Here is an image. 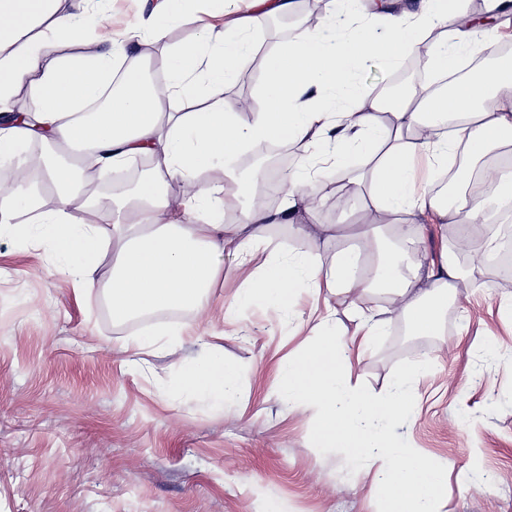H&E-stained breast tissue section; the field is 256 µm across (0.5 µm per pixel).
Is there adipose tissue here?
I'll use <instances>...</instances> for the list:
<instances>
[{
  "mask_svg": "<svg viewBox=\"0 0 512 512\" xmlns=\"http://www.w3.org/2000/svg\"><path fill=\"white\" fill-rule=\"evenodd\" d=\"M53 2L0 0V159L25 164L23 150L35 140L82 146L86 152L76 165L46 167L56 197L52 209H43L25 182H0V225L49 246L61 271L85 291L97 287L95 275L104 259H111L105 286L113 320L192 310L205 325L224 254L248 262L265 244L266 226L286 224L308 238L309 252L251 274L244 297L281 306L304 286L351 296L350 310L361 331L354 342L362 350L397 320L411 335H440L448 291L465 278L454 254L405 270L397 252L362 234L323 267L314 250L322 240L343 237L345 229L301 223V215L312 210L313 195L326 188L325 181L304 169L290 174L276 210L248 208L243 223H225L221 198L224 178L233 177V164L248 146L302 141L344 122L364 130L366 139L354 144L336 138L325 160L342 168L354 156H371L373 165L364 176L371 203L400 216L383 225V236L418 240L417 226L405 216L428 208L462 227L463 240L478 239L476 254L494 250V237L480 230L486 210L482 187L493 166L490 152L512 146V102L496 99L500 91L512 89L511 59L474 73L444 94L408 92L388 107L359 94L340 112L328 105L335 90L352 89L366 56L398 64L428 29L463 17L464 0H407L400 12L369 16L365 26L348 35L336 34V21L351 16L354 0H326L328 35L302 31L265 53L258 112L244 111L216 93L254 49L253 16L209 33L207 41L172 46L163 83L149 88L144 40L165 39L194 16L199 0H143L145 26L133 27L120 40L95 35L94 24L103 13L91 10L92 0H73L70 14L57 13ZM116 83L123 88L118 96L112 93ZM312 87L321 96L306 110L300 98ZM22 90L34 109L19 118L13 101ZM385 108L392 117L388 128L377 117ZM426 153L438 168L457 158L470 164L468 187L453 201L429 191L414 194L415 161ZM141 156L153 158L160 168L129 198L83 192L78 179L83 170L93 165L114 169ZM218 166L223 179L205 181V173ZM175 177L194 187V194L178 200L168 195V181ZM376 290L387 294V308L361 307L359 297ZM207 337L208 360L183 371L179 384L220 407L234 396L237 376L225 366L215 332ZM353 367L349 347L326 334L300 357L279 363L277 371L289 399L318 423L323 446L345 449L371 475L372 490L387 501V512H434L448 480L446 468L425 461L417 449L387 445L377 428L412 412V373L400 374L378 397L351 385Z\"/></svg>",
  "mask_w": 512,
  "mask_h": 512,
  "instance_id": "ef3b65f1",
  "label": "adipose tissue"
}]
</instances>
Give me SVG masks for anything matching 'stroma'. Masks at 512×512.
Segmentation results:
<instances>
[{"label":"stroma","instance_id":"35a3bbf8","mask_svg":"<svg viewBox=\"0 0 512 512\" xmlns=\"http://www.w3.org/2000/svg\"><path fill=\"white\" fill-rule=\"evenodd\" d=\"M249 11V0H230L151 43L146 60L166 66L171 45L205 39L208 26ZM466 18L488 47L512 41V9ZM366 171V157H355L343 185L315 203V223L388 222L358 201ZM411 221L423 227L424 261L452 249L472 270L455 225L428 210ZM267 239L248 264L225 255L211 293L224 360L240 372L234 404L220 410L176 391L182 368L205 355L192 339L137 366L121 351L137 338L193 330L194 312L113 321L105 292L76 297L49 248L0 237V512H268L274 504L282 512H385L342 449L318 447L317 429L274 369L299 352L315 316L349 341L356 323L347 300L300 288L281 311L237 301L251 272L308 249L285 224L271 225ZM472 272L448 299L443 335L410 336L393 323L354 375L381 393L395 375L418 370L416 411L386 434L447 465L438 512H512V288L490 283L486 269Z\"/></svg>","mask_w":512,"mask_h":512}]
</instances>
